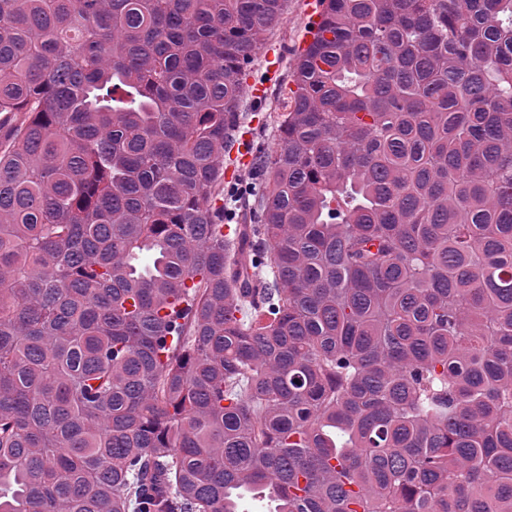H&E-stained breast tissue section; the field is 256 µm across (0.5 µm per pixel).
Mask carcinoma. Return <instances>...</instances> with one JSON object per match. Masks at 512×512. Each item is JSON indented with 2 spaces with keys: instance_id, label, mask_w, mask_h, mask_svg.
<instances>
[{
  "instance_id": "cac0c4a2",
  "label": "carcinoma",
  "mask_w": 512,
  "mask_h": 512,
  "mask_svg": "<svg viewBox=\"0 0 512 512\" xmlns=\"http://www.w3.org/2000/svg\"><path fill=\"white\" fill-rule=\"evenodd\" d=\"M322 2L239 214L283 0H0V512H512V0Z\"/></svg>"
}]
</instances>
